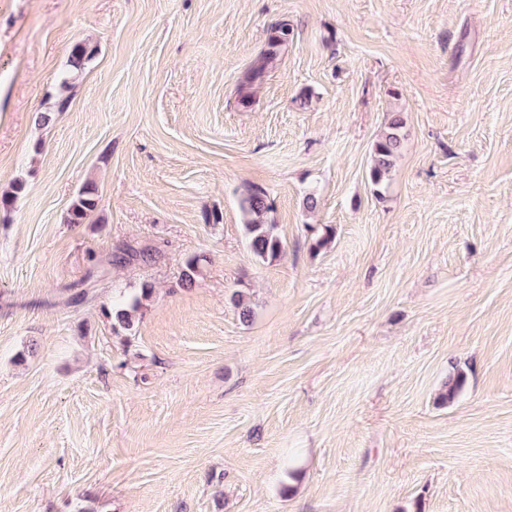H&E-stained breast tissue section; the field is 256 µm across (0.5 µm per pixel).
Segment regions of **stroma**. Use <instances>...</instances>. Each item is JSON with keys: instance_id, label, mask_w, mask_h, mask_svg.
<instances>
[{"instance_id": "1", "label": "stroma", "mask_w": 512, "mask_h": 512, "mask_svg": "<svg viewBox=\"0 0 512 512\" xmlns=\"http://www.w3.org/2000/svg\"><path fill=\"white\" fill-rule=\"evenodd\" d=\"M0 512H512V0H0ZM292 35L293 29L288 22L282 21L274 25L267 48L259 54L248 72L247 79L249 82H254L263 77L281 52L288 48ZM92 55L93 50L89 49L86 44L78 43L74 45L69 56L68 77L63 83L66 84L69 82V79H75L85 68L86 63L90 60ZM402 128V119L399 116H392L373 145L368 176L376 195H383L382 190L385 189L395 160L400 154L403 140ZM98 204V190L94 183L85 184L73 199L66 216L69 224H83ZM241 209L250 252L263 261L277 259L282 252V242L276 233V224L268 219L270 207L265 194L249 190L241 199ZM153 294V288L145 285L140 291L132 295L129 299L118 305H113L112 309H104L107 317L112 318V328L115 332L119 333L120 330L131 332L136 314L141 311L145 306V301H148Z\"/></svg>"}]
</instances>
